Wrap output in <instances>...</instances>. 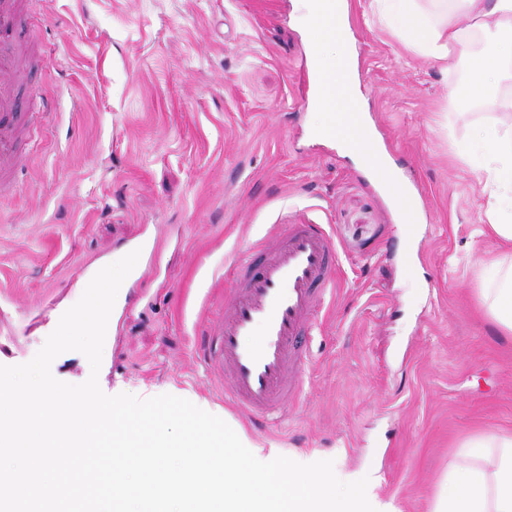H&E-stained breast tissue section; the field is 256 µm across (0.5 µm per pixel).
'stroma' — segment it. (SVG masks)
<instances>
[{"label": "stroma", "mask_w": 512, "mask_h": 512, "mask_svg": "<svg viewBox=\"0 0 512 512\" xmlns=\"http://www.w3.org/2000/svg\"><path fill=\"white\" fill-rule=\"evenodd\" d=\"M19 34L41 59L17 111L35 113L14 189L0 198V365L29 362L85 276L136 243L160 251L125 287L103 350L108 395L171 394L224 416L207 323L230 264L279 224H318L339 286L308 342L305 397L249 440L369 476L392 512H432L471 437L512 434V343L480 290L512 253L486 221L475 140L512 115V68L470 104L468 59L443 70L348 0L360 91L431 221L406 270L395 203L334 144L313 139L298 0H28ZM69 90L73 108L54 99Z\"/></svg>", "instance_id": "1"}]
</instances>
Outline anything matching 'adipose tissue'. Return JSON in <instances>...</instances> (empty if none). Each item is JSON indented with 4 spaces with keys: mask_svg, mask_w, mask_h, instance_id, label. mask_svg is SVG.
Listing matches in <instances>:
<instances>
[{
    "mask_svg": "<svg viewBox=\"0 0 512 512\" xmlns=\"http://www.w3.org/2000/svg\"><path fill=\"white\" fill-rule=\"evenodd\" d=\"M389 31L421 56L452 67L472 32L491 44L488 53L471 60V92L482 96L502 65L512 61V0H381ZM305 27L313 47L312 111L318 132L344 125L347 114L362 111L358 63L346 36L347 0H303ZM473 19L472 28L458 27L454 15ZM483 167L491 188L486 218L493 232L512 242V218L504 219L500 189L512 191V120L485 127L479 134ZM481 296L504 339L512 341V259L497 262ZM432 512H512V435H480L466 444L465 461L453 466L439 484Z\"/></svg>",
    "mask_w": 512,
    "mask_h": 512,
    "instance_id": "1",
    "label": "adipose tissue"
}]
</instances>
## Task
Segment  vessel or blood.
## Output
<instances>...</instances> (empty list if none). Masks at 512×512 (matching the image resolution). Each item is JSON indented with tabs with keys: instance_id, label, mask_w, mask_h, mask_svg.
Wrapping results in <instances>:
<instances>
[{
	"instance_id": "b4317fda",
	"label": "vessel or blood",
	"mask_w": 512,
	"mask_h": 512,
	"mask_svg": "<svg viewBox=\"0 0 512 512\" xmlns=\"http://www.w3.org/2000/svg\"><path fill=\"white\" fill-rule=\"evenodd\" d=\"M22 20L17 0H0V112L13 111L20 72L19 53L3 35ZM346 135L367 155L378 153L380 142L364 116H348ZM21 147L16 129L0 127V188L6 187ZM375 177L399 201L407 235L416 238L411 204L417 183L388 179L382 169ZM259 247L264 254L259 268L235 260L220 314L209 322L207 333L219 339L214 355L224 374L225 397L241 411L265 416L303 392L307 356L301 342L334 291L337 254L317 224L279 225L272 240Z\"/></svg>"
}]
</instances>
